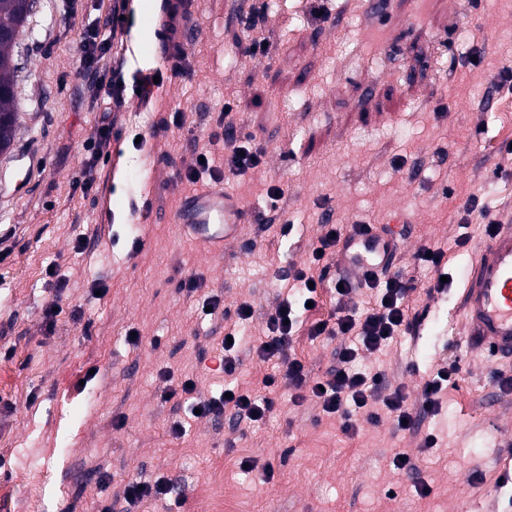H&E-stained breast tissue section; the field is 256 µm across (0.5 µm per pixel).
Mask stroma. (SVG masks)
<instances>
[{
    "label": "stroma",
    "instance_id": "1",
    "mask_svg": "<svg viewBox=\"0 0 512 512\" xmlns=\"http://www.w3.org/2000/svg\"><path fill=\"white\" fill-rule=\"evenodd\" d=\"M197 2L199 35L177 75L159 58L158 17H134L162 81L146 106L136 66H125L121 133L101 158L87 148L99 115L79 94L80 38L112 0L33 2L18 45L16 132L0 152L9 246L0 255V512H210L196 489L219 464L239 512H512L502 477L512 470V364L474 351L460 316L465 270L487 240L466 202L512 208V155L500 150L512 141V96L496 87L512 64V0H384L379 14L369 0H326L325 21L310 17L309 0H277L269 50L257 56L239 45L255 0ZM472 49L479 65L460 66ZM231 99L265 151L240 175L224 172L222 142L207 139ZM205 146L225 191L241 193L254 217L220 255L173 221L181 196L211 183L185 178ZM89 176L85 196L76 184ZM273 185L283 191L274 206ZM395 217L408 221L395 270L418 280L409 303L427 316L356 366L383 373L384 391L405 385L416 430L385 416L348 435L314 402L293 404L287 380L265 387L272 366L246 354L231 377L208 371L224 331L220 316L203 318L204 298L231 310L250 304L254 335L265 336L284 278L308 263L326 222ZM424 247L444 252L453 278L430 297L423 287L436 274L415 259ZM191 276L197 292L180 291ZM340 344L304 327L292 348L316 377L335 366ZM451 363L459 377L438 414L419 416L422 384ZM93 367L98 375L86 380ZM189 378L195 397L230 384L274 398L276 409L247 425L228 412L193 418L186 397L161 399ZM176 419L186 429L179 438L168 433ZM429 431L438 445L425 450ZM26 450L45 460L36 486L16 462ZM399 452L414 471L394 469ZM160 476L171 484L166 498L120 499L128 479ZM421 484L428 496L418 495Z\"/></svg>",
    "mask_w": 512,
    "mask_h": 512
}]
</instances>
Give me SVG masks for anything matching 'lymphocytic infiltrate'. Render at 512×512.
Here are the masks:
<instances>
[{"label":"lymphocytic infiltrate","mask_w":512,"mask_h":512,"mask_svg":"<svg viewBox=\"0 0 512 512\" xmlns=\"http://www.w3.org/2000/svg\"><path fill=\"white\" fill-rule=\"evenodd\" d=\"M128 0H114L112 13L106 24L87 28L82 40V66L84 89L94 111L102 119L94 130L91 143L96 155L109 152L112 139L111 102L119 101L123 90L124 32L123 17ZM232 105H225L219 114L216 126L228 149L225 164L230 173L240 174L258 167L264 155L252 134L238 131L232 118ZM344 232L338 225H328L318 239V249L312 252L309 263L296 270L294 280L298 287L293 299L282 300L266 322L268 334L265 340L252 344L251 350L258 360L273 364L277 375L264 379L265 386H274L277 379L288 382L293 394L291 400L299 404L314 399L322 411L337 415L342 420L345 433L356 434L357 426L353 414H363L372 423H379L382 415L394 418L398 427L407 430L413 427L414 419L408 407L409 395L404 386H396L390 393H382L381 373L370 374L356 369L355 363L361 352L373 353L381 350L401 333L413 330L421 322L420 314L412 312L407 297L414 291L413 282L399 279L380 281L377 275L369 274L364 284L380 291L375 307L363 315H356L353 308L345 304L354 285L344 277H337L341 289L336 296L341 304L329 318L310 324L309 335L344 336L347 344L336 353V365L325 375L311 376L307 366L292 352L293 335L299 324L300 313L306 312L307 302L316 301L318 290L324 284L336 255V248ZM252 316L249 304H240L228 326L226 340L212 348L210 361L216 371L233 374L238 363V351L242 345L239 326ZM195 408L202 416H219L224 410H232L238 420L256 422L273 412L275 401L269 397H256L246 392L233 391L231 397L198 399Z\"/></svg>","instance_id":"obj_1"}]
</instances>
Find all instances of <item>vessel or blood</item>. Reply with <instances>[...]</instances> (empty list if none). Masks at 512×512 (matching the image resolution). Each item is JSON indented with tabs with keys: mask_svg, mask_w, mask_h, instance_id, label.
<instances>
[{
	"mask_svg": "<svg viewBox=\"0 0 512 512\" xmlns=\"http://www.w3.org/2000/svg\"><path fill=\"white\" fill-rule=\"evenodd\" d=\"M250 219L242 196L213 183L203 192L184 197L175 221L212 253H223ZM499 229L480 250L467 274L461 305L469 338L487 359H512V211L500 212ZM399 244L386 225L364 233H345L341 243L345 272L364 276L388 271Z\"/></svg>",
	"mask_w": 512,
	"mask_h": 512,
	"instance_id": "obj_1",
	"label": "vessel or blood"
}]
</instances>
